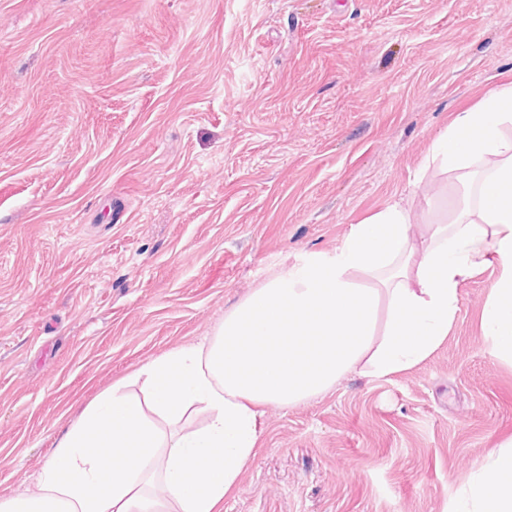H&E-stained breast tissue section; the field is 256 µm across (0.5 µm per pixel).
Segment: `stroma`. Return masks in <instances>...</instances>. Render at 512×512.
Wrapping results in <instances>:
<instances>
[{
	"label": "stroma",
	"instance_id": "stroma-1",
	"mask_svg": "<svg viewBox=\"0 0 512 512\" xmlns=\"http://www.w3.org/2000/svg\"><path fill=\"white\" fill-rule=\"evenodd\" d=\"M512 83V0H0V495L148 362L393 202ZM460 288L447 340L261 419L223 512H448L512 436V365Z\"/></svg>",
	"mask_w": 512,
	"mask_h": 512
}]
</instances>
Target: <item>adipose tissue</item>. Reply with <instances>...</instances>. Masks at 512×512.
<instances>
[{
  "mask_svg": "<svg viewBox=\"0 0 512 512\" xmlns=\"http://www.w3.org/2000/svg\"><path fill=\"white\" fill-rule=\"evenodd\" d=\"M433 157L463 179L446 221L413 225L395 203L352 225L333 252L297 258L225 312L214 336L99 394L65 429L37 492L0 499V512H222L267 407L425 362L448 337L461 285L485 268L498 276L482 332L512 364V85L459 113ZM197 411L203 425L179 431ZM488 465L498 480L474 476L451 512H512V438Z\"/></svg>",
  "mask_w": 512,
  "mask_h": 512,
  "instance_id": "obj_1",
  "label": "adipose tissue"
}]
</instances>
